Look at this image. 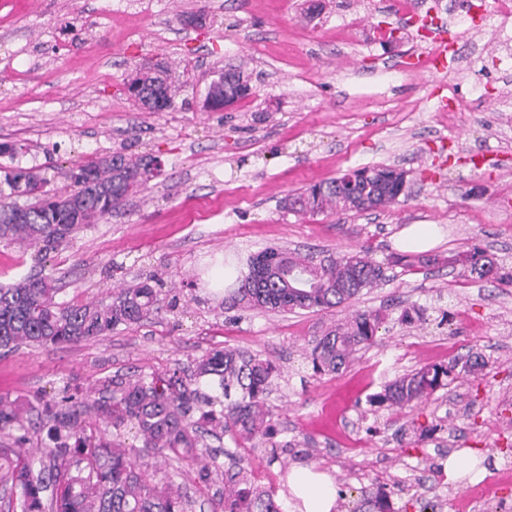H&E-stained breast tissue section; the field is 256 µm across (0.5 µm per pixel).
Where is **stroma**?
Returning <instances> with one entry per match:
<instances>
[{"instance_id":"obj_1","label":"stroma","mask_w":512,"mask_h":512,"mask_svg":"<svg viewBox=\"0 0 512 512\" xmlns=\"http://www.w3.org/2000/svg\"><path fill=\"white\" fill-rule=\"evenodd\" d=\"M0 0V142L27 144L24 167H47L65 187L71 163L122 151L156 156L163 172L68 247L40 255L0 242V285L40 272L56 279L60 303L108 299L113 287L155 277L164 300L150 319L77 345L0 352V398L60 399L64 388L96 395L101 380L192 373L224 348L261 355L277 373L267 404L279 448L206 436L211 448L250 461L255 486L288 505L291 468L329 473L353 512L363 491L383 489L394 512H456L463 484L450 480V455L467 451L482 466L512 447V285L471 280L443 265L479 245L512 270V59L498 69V34L470 28L472 5L495 0H413L412 14L447 25L460 50L456 69L436 81L412 60L429 38L396 0ZM200 13L203 26L183 25ZM361 20L344 35L345 23ZM397 28L385 41L378 26ZM160 62L178 91L171 108L148 112L123 92L140 67ZM242 66L252 92L230 109L204 107L227 64ZM458 98L452 112L440 98ZM494 157L476 169L477 153ZM378 165L407 171L409 194L382 210L296 215L281 200L346 171ZM432 224L438 264L390 267L364 291L358 309L381 311L374 341L346 369L317 374L308 358L316 337L346 309L270 313L224 310L242 263L269 247L321 256L370 249L379 262L402 253L398 235ZM421 306L425 323L406 325ZM480 352L478 377L459 376L426 402L372 406L369 396L429 363ZM192 501L191 512H221L223 469L201 487L197 468H166Z\"/></svg>"}]
</instances>
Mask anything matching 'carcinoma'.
I'll return each instance as SVG.
<instances>
[{"instance_id":"cac0c4a2","label":"carcinoma","mask_w":512,"mask_h":512,"mask_svg":"<svg viewBox=\"0 0 512 512\" xmlns=\"http://www.w3.org/2000/svg\"><path fill=\"white\" fill-rule=\"evenodd\" d=\"M130 85L144 94L142 106L150 112L170 108L176 93L167 69H143ZM248 77L228 68L215 81L208 98L218 104L248 95ZM365 176L351 182L347 175L314 183L282 200L294 214L326 210L367 211L386 208L398 200L406 172L388 166L365 167ZM138 186L154 175L142 157L115 152L73 164L68 172L71 189L57 192L40 169L0 165V242L36 246L50 253L68 246L80 229L112 213L127 197L128 179ZM23 203H18V200ZM475 261L460 266L461 276L483 279L499 269L485 249H467ZM454 256L400 254L391 264L420 268ZM385 280L384 267L367 249L329 255L318 261L287 250L267 248L248 258L239 287L224 298L227 309L243 307L265 311L295 309L324 311L346 307L362 291ZM58 288L49 276L28 275L0 286V349L21 345H73L104 336L120 326L138 323L162 308L160 291L145 280L118 288L109 304L55 301ZM383 317L356 311L314 341L310 351L313 371L338 372L347 367L362 346L376 336ZM484 365L478 354L447 363L427 364L384 386L374 401L404 408L428 399L448 386L457 369L475 374ZM275 365L235 350H215L198 363L194 378H219L221 396L207 397L208 410L193 416L197 391L178 374H151L121 383H102L103 396L89 402L66 390L58 401L19 403L0 399V498L7 512H188L190 497L162 471L158 463L142 460L134 449L108 438L96 427L98 418L116 433L132 426L147 448L168 450L180 460L209 472L215 460L203 442L204 427L213 435L229 433L233 441L262 440L271 447L274 430L265 398ZM220 409H214V406ZM50 424L51 445L34 459L28 451L30 430ZM224 512H280L271 490L252 485L249 465L239 462L224 471Z\"/></svg>"}]
</instances>
